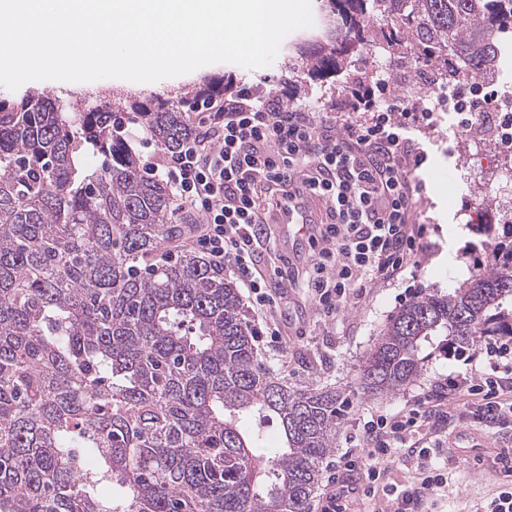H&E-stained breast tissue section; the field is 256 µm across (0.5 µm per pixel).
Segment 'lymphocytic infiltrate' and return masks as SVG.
Returning a JSON list of instances; mask_svg holds the SVG:
<instances>
[{"instance_id": "lymphocytic-infiltrate-1", "label": "lymphocytic infiltrate", "mask_w": 512, "mask_h": 512, "mask_svg": "<svg viewBox=\"0 0 512 512\" xmlns=\"http://www.w3.org/2000/svg\"><path fill=\"white\" fill-rule=\"evenodd\" d=\"M377 89L384 105L371 122H338L330 116L288 106L280 95L243 91L206 102L212 122H198L173 153L157 149L146 171L169 186L178 211L200 219L197 239L214 265L237 268L258 310L274 299L257 277L252 260L264 242L262 226L275 214L320 203L312 224L319 259L308 286L324 316L356 294L365 281H380L416 265L429 248L424 225L412 223V205L421 184L414 173L425 154L413 134L432 125L438 104L465 88L438 89L436 102L391 96ZM480 377L450 378L432 384L395 414L357 422L359 445L329 465L332 492L316 512H347L346 490L337 489L340 470L363 467V496L377 512H429L448 486L443 469L427 464L428 432L447 422L451 401L480 397L481 419L497 420L512 406V345L486 346ZM417 456V474L406 484L388 481L398 449Z\"/></svg>"}]
</instances>
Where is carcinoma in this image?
<instances>
[{
    "label": "carcinoma",
    "instance_id": "obj_1",
    "mask_svg": "<svg viewBox=\"0 0 512 512\" xmlns=\"http://www.w3.org/2000/svg\"><path fill=\"white\" fill-rule=\"evenodd\" d=\"M320 8L310 79L340 75L373 44L455 83L512 67V0ZM209 96L90 112L0 99V512H308L345 399L269 372L224 269L190 250L153 262L177 233L171 192L120 132L174 150ZM438 336L462 351L512 341V241L454 292L424 291L391 315L360 365L364 393L413 381ZM270 421L282 445L266 461Z\"/></svg>",
    "mask_w": 512,
    "mask_h": 512
}]
</instances>
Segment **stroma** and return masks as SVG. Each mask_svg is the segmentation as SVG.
I'll return each mask as SVG.
<instances>
[{"label": "stroma", "instance_id": "stroma-1", "mask_svg": "<svg viewBox=\"0 0 512 512\" xmlns=\"http://www.w3.org/2000/svg\"><path fill=\"white\" fill-rule=\"evenodd\" d=\"M295 40V35H288L272 64L256 69L214 63L198 73L163 79L132 93L113 86L107 79L94 88L70 91L59 87L56 81L45 80L14 91L0 88V98L19 99L33 93L98 108L128 97L175 105L202 78L214 77L232 79L238 90L280 94L290 105L316 113L328 111L335 104L345 120H371L370 111H351L344 84L333 87L319 80L300 83L299 77L308 69L310 61L308 55L294 52ZM380 68L384 69L391 89L405 94L433 75L426 65H406L388 58L379 48L370 47L357 57V81L373 84L372 73ZM418 141L426 153V161L416 175L425 189L416 197L413 211L416 223L426 225L431 243L418 268L408 269L391 284L366 289L363 297L351 300L336 316L327 317L320 313L306 289L290 284L298 273L308 270L312 255L309 244L295 235L292 225H266L268 243L253 257L256 269L276 301L270 316L285 346L281 353L257 349L258 359L290 388L326 385L336 388L359 415L399 412L413 396L426 393L434 381L469 369L476 372L483 369L478 360L468 365L448 358V339L442 336L426 349L424 365L411 384L380 397L365 395L359 385V366L388 318L420 290L447 292L472 278L486 263L498 235L512 229L500 224L494 235L487 236L471 227L480 208L486 205L490 183L498 180L506 163L512 161L511 155H498L496 164L477 173L465 171L462 157L465 137L461 132L449 130L448 116L443 112L438 113L434 127L422 129ZM456 224L468 227L465 236L459 239L453 236L452 227ZM451 250L455 251L458 262L454 271L442 262ZM477 406L473 399L455 402L447 425L435 438L437 447L431 459L433 464L447 469L448 493L437 498L434 512H475L480 501L508 482L494 459L507 452L512 454V416L482 422L475 417Z\"/></svg>", "mask_w": 512, "mask_h": 512}]
</instances>
